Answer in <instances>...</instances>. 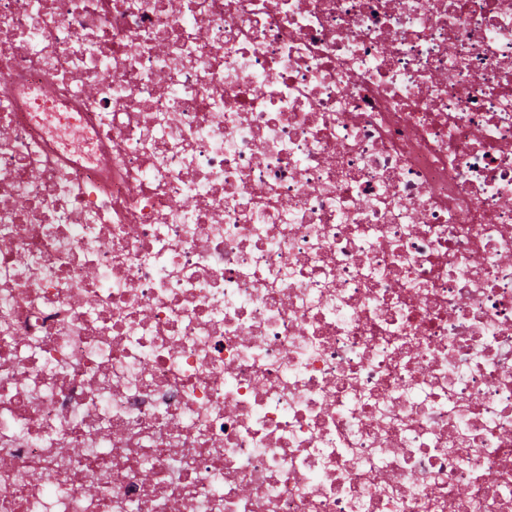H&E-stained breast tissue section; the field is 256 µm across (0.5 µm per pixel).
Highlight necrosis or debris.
Instances as JSON below:
<instances>
[{
	"instance_id": "necrosis-or-debris-1",
	"label": "necrosis or debris",
	"mask_w": 512,
	"mask_h": 512,
	"mask_svg": "<svg viewBox=\"0 0 512 512\" xmlns=\"http://www.w3.org/2000/svg\"><path fill=\"white\" fill-rule=\"evenodd\" d=\"M0 512H512V0H0Z\"/></svg>"
}]
</instances>
